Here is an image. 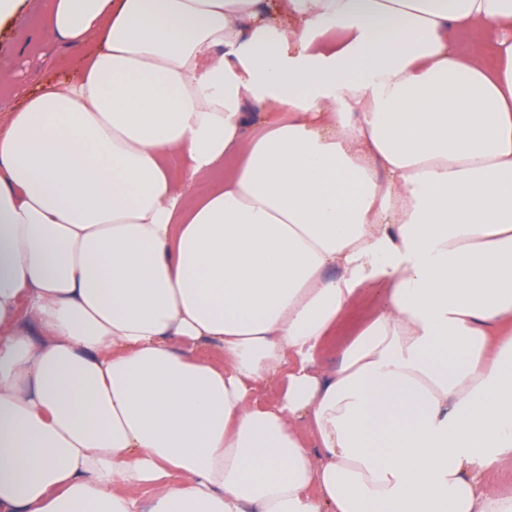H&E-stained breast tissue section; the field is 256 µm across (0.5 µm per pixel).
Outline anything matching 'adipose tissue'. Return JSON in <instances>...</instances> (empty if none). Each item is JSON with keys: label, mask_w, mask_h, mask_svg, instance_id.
Instances as JSON below:
<instances>
[{"label": "adipose tissue", "mask_w": 512, "mask_h": 512, "mask_svg": "<svg viewBox=\"0 0 512 512\" xmlns=\"http://www.w3.org/2000/svg\"><path fill=\"white\" fill-rule=\"evenodd\" d=\"M280 7L44 0L89 51L0 94V512H512V0ZM384 301L385 294L380 290L372 289L361 295L346 309L336 324L334 336L318 356L321 370L328 371L335 368L340 346L359 332L363 325L378 312ZM359 316L361 317L358 318Z\"/></svg>", "instance_id": "1"}]
</instances>
